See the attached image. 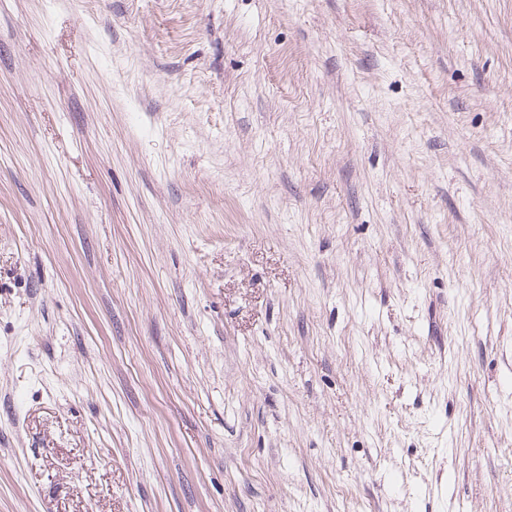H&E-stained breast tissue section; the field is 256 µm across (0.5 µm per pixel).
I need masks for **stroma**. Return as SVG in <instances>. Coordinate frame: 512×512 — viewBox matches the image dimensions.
I'll use <instances>...</instances> for the list:
<instances>
[{
    "instance_id": "1",
    "label": "stroma",
    "mask_w": 512,
    "mask_h": 512,
    "mask_svg": "<svg viewBox=\"0 0 512 512\" xmlns=\"http://www.w3.org/2000/svg\"><path fill=\"white\" fill-rule=\"evenodd\" d=\"M0 512H512V0H0Z\"/></svg>"
}]
</instances>
